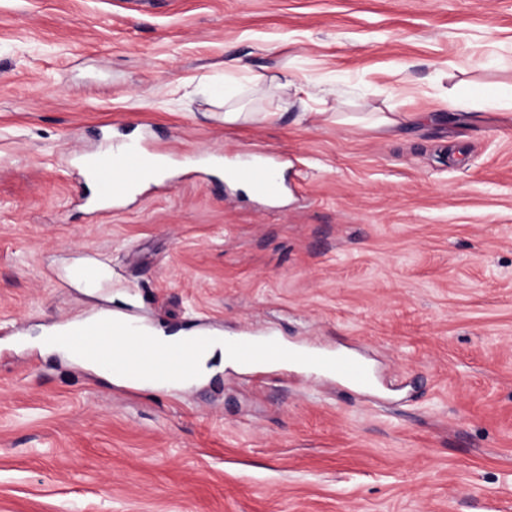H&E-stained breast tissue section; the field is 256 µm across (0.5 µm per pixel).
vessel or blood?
Here are the masks:
<instances>
[{
  "label": "vessel or blood",
  "instance_id": "1",
  "mask_svg": "<svg viewBox=\"0 0 512 512\" xmlns=\"http://www.w3.org/2000/svg\"><path fill=\"white\" fill-rule=\"evenodd\" d=\"M99 198L91 209L93 214L116 212L126 197L127 188L134 183H153L155 176L148 167L143 148L113 149L94 172ZM224 180L228 183L249 184L252 193L260 199L275 198L281 191V179L276 157L268 150L253 147L247 152L244 164L225 168ZM99 320L88 317L62 328L60 334L65 344L74 340H87L100 327ZM110 334L122 337L129 360L116 364L115 370L131 383L145 378L178 383L185 372L187 361L210 340V332L198 330L194 344L179 347H160L149 344L144 338L140 323L123 314H113L108 324ZM233 354L242 368L255 372L265 371L269 365L287 358H294L299 369L315 372L354 387L368 386L372 372L361 358L342 352H329L305 347L288 353L279 339L272 334L256 337L239 336L234 340Z\"/></svg>",
  "mask_w": 512,
  "mask_h": 512
}]
</instances>
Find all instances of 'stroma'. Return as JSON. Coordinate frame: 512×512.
Segmentation results:
<instances>
[{
    "instance_id": "stroma-1",
    "label": "stroma",
    "mask_w": 512,
    "mask_h": 512,
    "mask_svg": "<svg viewBox=\"0 0 512 512\" xmlns=\"http://www.w3.org/2000/svg\"><path fill=\"white\" fill-rule=\"evenodd\" d=\"M231 59L324 100L225 123ZM503 84L512 0H0V512H512ZM387 102L445 119L368 126ZM105 130L177 166L92 223L74 172ZM252 146L287 155L282 203L187 181ZM97 311L271 328L378 384L213 360L129 391L32 345Z\"/></svg>"
}]
</instances>
